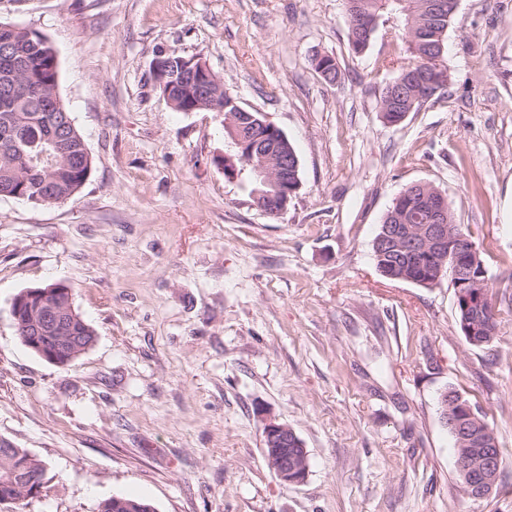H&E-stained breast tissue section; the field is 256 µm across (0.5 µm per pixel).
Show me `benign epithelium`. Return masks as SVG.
Listing matches in <instances>:
<instances>
[{
  "label": "benign epithelium",
  "mask_w": 512,
  "mask_h": 512,
  "mask_svg": "<svg viewBox=\"0 0 512 512\" xmlns=\"http://www.w3.org/2000/svg\"><path fill=\"white\" fill-rule=\"evenodd\" d=\"M430 60L431 64L422 69L424 82L431 86L445 83L446 70L440 65L441 55L432 56ZM153 73L164 98L172 107H177L173 89L187 87L197 96L191 111H225V106L219 104V96H226L228 92L221 79L200 59L179 57L164 60L159 55L154 60ZM224 128L230 135L235 152L248 156L245 167L251 169L255 179L263 185V188L253 191L255 205L269 217L279 216L299 189L297 155L287 157L283 154L287 137L277 126L265 120L262 113L242 108L227 115ZM271 187L276 188L277 193L270 192ZM435 195L436 202L429 206L425 223L414 230L407 229L405 235L396 227L390 238L407 240L412 248H421L436 255L446 253L453 258V267L447 270L440 264L435 269V276L439 278L445 272L450 274L457 296L467 306L484 313V316L466 324V330L473 334L483 328V322L491 324L494 321L489 294L484 282L474 276L473 267L469 265L475 247H466L448 234V203L440 192H435ZM25 302L39 310L41 330L50 332V335L24 336V345L57 365H66L78 357L79 337L74 332L82 318L73 306L71 290L65 285L53 284L47 288H30L14 298L11 311L20 332L27 326L20 311ZM291 432L293 429L286 424L262 418L263 453L268 467L280 481L299 484L307 474L309 453L300 439H289ZM480 443L484 448L479 464L475 465L464 457L459 460L462 473L469 474L465 493L475 499L485 497L493 488L494 452L499 450L496 435L489 430Z\"/></svg>",
  "instance_id": "benign-epithelium-1"
}]
</instances>
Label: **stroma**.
Segmentation results:
<instances>
[{"instance_id":"35a3bbf8","label":"stroma","mask_w":512,"mask_h":512,"mask_svg":"<svg viewBox=\"0 0 512 512\" xmlns=\"http://www.w3.org/2000/svg\"><path fill=\"white\" fill-rule=\"evenodd\" d=\"M47 36L57 93L92 158L80 191L0 197V437L46 464L13 512H512V0H459L450 80L397 125L379 112L407 59L395 21L354 53L344 0H0ZM201 58L299 160L267 217L220 112H179L152 72ZM331 55L340 77L314 65ZM439 190L483 251L498 337L463 339L449 278H383L372 244L407 187ZM62 283L95 331L59 366L11 305ZM455 389L496 432V491L467 498L441 415ZM309 451L299 484L263 455L262 417Z\"/></svg>"}]
</instances>
